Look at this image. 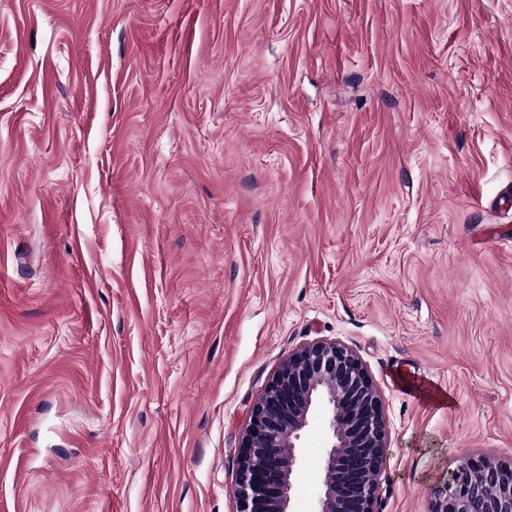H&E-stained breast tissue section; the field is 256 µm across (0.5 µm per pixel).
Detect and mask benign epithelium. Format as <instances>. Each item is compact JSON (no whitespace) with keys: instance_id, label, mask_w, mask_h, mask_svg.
<instances>
[{"instance_id":"obj_1","label":"benign epithelium","mask_w":512,"mask_h":512,"mask_svg":"<svg viewBox=\"0 0 512 512\" xmlns=\"http://www.w3.org/2000/svg\"><path fill=\"white\" fill-rule=\"evenodd\" d=\"M320 405L332 442L315 512H378L389 435L381 395L358 356L326 339L291 353L255 401L239 443L237 512H293L297 442ZM431 495V512H512V461L464 456Z\"/></svg>"}]
</instances>
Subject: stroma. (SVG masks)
<instances>
[{"label": "stroma", "mask_w": 512, "mask_h": 512, "mask_svg": "<svg viewBox=\"0 0 512 512\" xmlns=\"http://www.w3.org/2000/svg\"><path fill=\"white\" fill-rule=\"evenodd\" d=\"M322 339L383 400L379 512L512 460V0H0V512H236Z\"/></svg>", "instance_id": "obj_1"}]
</instances>
